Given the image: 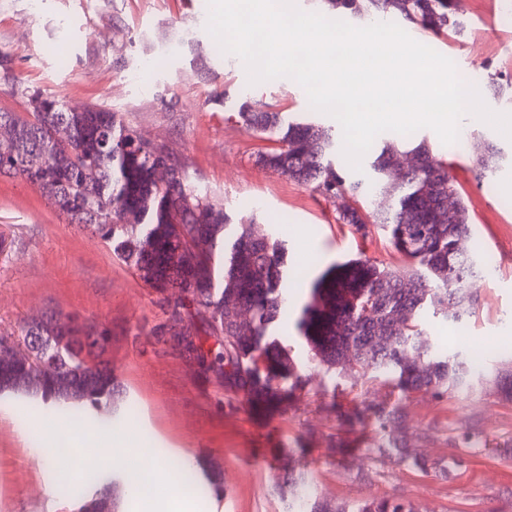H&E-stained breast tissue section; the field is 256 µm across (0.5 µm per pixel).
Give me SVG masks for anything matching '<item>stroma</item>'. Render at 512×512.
<instances>
[{
	"label": "stroma",
	"mask_w": 512,
	"mask_h": 512,
	"mask_svg": "<svg viewBox=\"0 0 512 512\" xmlns=\"http://www.w3.org/2000/svg\"><path fill=\"white\" fill-rule=\"evenodd\" d=\"M456 8L461 32L438 36L406 21L401 27L451 59L491 110L512 113V68L502 63L512 52V26L499 24L512 0H456ZM207 20V0H0V110L29 111L39 93L77 110L120 113L178 156L229 215L252 217L258 233L285 243L289 288L311 286L298 270L307 242L320 273L363 260L403 267L384 235L357 233L339 222L334 203L256 164L257 154L277 143L242 125V101L289 120H335L312 109L292 79L249 83L242 60L220 49ZM465 131L476 148L492 142L503 152L485 180L476 179L472 154L448 153L431 129L410 139L446 156L472 241L487 260L486 273L472 282L473 315L460 323L423 317L445 352L485 345L482 376L468 392L408 396L369 370L325 372L308 357L294 306L272 333L290 348L304 384L280 405L244 404L223 379L152 336L166 319L154 288L18 177H0V336L51 310L111 325L112 373L121 390L112 429L136 424L172 465L201 460L221 472L223 495L199 497L205 512H286L293 491L282 475L291 467L332 501L389 497L412 502L418 512H512V402L500 398L494 381L496 368L512 361V211L502 207L512 198V140L472 116ZM382 403L398 405L418 455L458 459L450 477L369 454L375 432L361 417ZM35 420L49 422L48 411L21 396L0 398V512H72L78 496L93 490L56 489L54 473L23 439ZM465 431L482 447H464Z\"/></svg>",
	"instance_id": "stroma-1"
}]
</instances>
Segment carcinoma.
Returning <instances> with one entry per match:
<instances>
[{
    "instance_id": "1",
    "label": "carcinoma",
    "mask_w": 512,
    "mask_h": 512,
    "mask_svg": "<svg viewBox=\"0 0 512 512\" xmlns=\"http://www.w3.org/2000/svg\"><path fill=\"white\" fill-rule=\"evenodd\" d=\"M329 9L359 18L400 17L436 35L457 27L454 0H322ZM33 110L0 112V175L20 177L36 187L69 223L89 230L113 253L137 268L162 295L170 321L153 328L169 334L173 322L193 320L213 340L199 351L208 369L224 377L225 387L248 403H281L301 383L291 351L271 337V327L288 306V269L284 245L235 224L223 204L195 183L187 168L164 145L143 139L117 113L101 108L75 111L55 98L32 97ZM238 118L257 137L276 138L278 147L258 154L262 168L288 176L334 203L348 196L356 208L338 211L339 220L366 235L376 224L410 269L356 263L313 284L297 321L311 360L327 371L359 369L395 376L405 394L445 395L472 385L479 373L474 357L442 351L422 325L430 311L460 322L476 304L470 281L485 266L480 253L462 242L472 224L445 160L422 141L386 139L370 161L377 180L363 187L336 166V135L314 121L286 122L279 112H258L240 104ZM402 155L418 160L414 168L391 176ZM500 148L486 145L475 161L478 177L497 168ZM389 196L386 212H371L360 202L365 193ZM456 201V221L448 223L446 200ZM203 232L207 246L194 252L189 242ZM248 310L247 323L224 318L225 304ZM79 318L48 314L46 322L20 323L18 338L0 336L17 349L28 337H42L41 364L27 365L0 354V395H21L60 412L85 407L112 412L114 383L110 353L112 328L97 326L73 338ZM501 396L512 401V364L499 375ZM378 430L369 451L421 472L448 475L459 465L414 456L397 431L398 408H370ZM297 512H417L410 502L371 497L352 507L310 495Z\"/></svg>"
}]
</instances>
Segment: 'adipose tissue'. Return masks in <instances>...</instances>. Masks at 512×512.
<instances>
[{"instance_id": "obj_1", "label": "adipose tissue", "mask_w": 512, "mask_h": 512, "mask_svg": "<svg viewBox=\"0 0 512 512\" xmlns=\"http://www.w3.org/2000/svg\"><path fill=\"white\" fill-rule=\"evenodd\" d=\"M36 451L45 468L59 474H101L118 467L129 476L126 496L134 512H200L194 489L179 481L174 468L153 453L136 427L103 437L91 427L70 423L39 432Z\"/></svg>"}]
</instances>
